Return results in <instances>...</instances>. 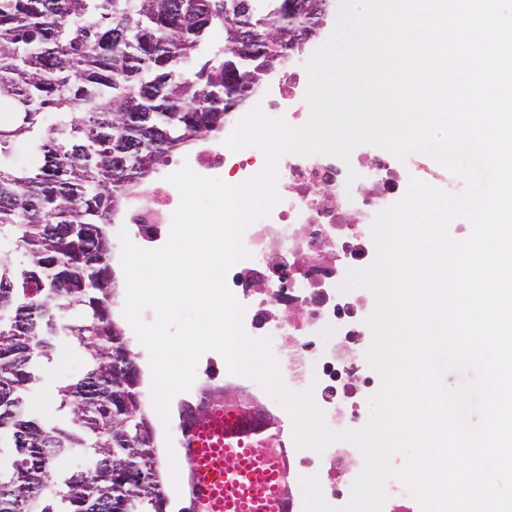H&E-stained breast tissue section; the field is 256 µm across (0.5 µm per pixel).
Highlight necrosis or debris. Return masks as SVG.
Segmentation results:
<instances>
[{
	"mask_svg": "<svg viewBox=\"0 0 512 512\" xmlns=\"http://www.w3.org/2000/svg\"><path fill=\"white\" fill-rule=\"evenodd\" d=\"M309 51L301 46L291 52L287 66L273 65L269 81L254 93L252 107L289 126L304 125L309 119L303 108ZM187 161L199 175L220 172L226 183L240 184L262 171L265 156L255 146L234 152L203 142ZM276 169L279 200L245 230L242 242L249 256L229 270L226 282L245 307L246 334L269 339L284 384L294 391L313 388L332 427L345 414L357 419L374 392L375 375L351 358L358 337L370 333L363 319L366 300L342 291L341 285L349 270L373 261L371 225L378 213L405 197L406 168L398 157L385 154L357 156L349 167L329 155L285 153ZM351 169L359 175L352 183L347 180ZM179 203L178 190L167 180L143 185L123 219L133 228V243L159 242ZM224 396L279 437L292 474L313 463L295 446L288 412L255 380L225 375ZM313 464L327 475L326 497L343 500L352 484L337 482L345 464L335 450L326 449Z\"/></svg>",
	"mask_w": 512,
	"mask_h": 512,
	"instance_id": "1",
	"label": "necrosis or debris"
}]
</instances>
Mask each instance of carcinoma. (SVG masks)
I'll return each instance as SVG.
<instances>
[{
  "instance_id": "obj_1",
  "label": "carcinoma",
  "mask_w": 512,
  "mask_h": 512,
  "mask_svg": "<svg viewBox=\"0 0 512 512\" xmlns=\"http://www.w3.org/2000/svg\"><path fill=\"white\" fill-rule=\"evenodd\" d=\"M297 0H0V512H165L138 367L114 319L108 226L136 184L224 129L262 83ZM24 146L33 162L16 158ZM84 375L57 413L26 389L60 343ZM83 450L61 475L58 457Z\"/></svg>"
}]
</instances>
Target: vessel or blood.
Instances as JSON below:
<instances>
[{"label": "vessel or blood", "instance_id": "obj_1", "mask_svg": "<svg viewBox=\"0 0 512 512\" xmlns=\"http://www.w3.org/2000/svg\"><path fill=\"white\" fill-rule=\"evenodd\" d=\"M180 432L186 512H293L286 449L255 423L225 421L223 387L202 391Z\"/></svg>", "mask_w": 512, "mask_h": 512}]
</instances>
